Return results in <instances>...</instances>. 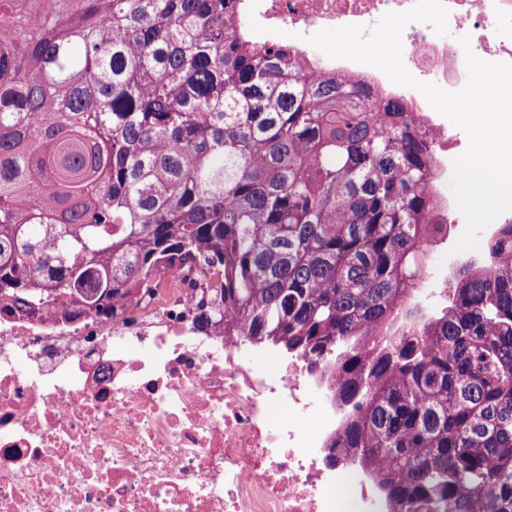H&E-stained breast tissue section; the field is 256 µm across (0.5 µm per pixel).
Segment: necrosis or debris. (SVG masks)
<instances>
[{
    "label": "necrosis or debris",
    "instance_id": "4bbe7bcc",
    "mask_svg": "<svg viewBox=\"0 0 512 512\" xmlns=\"http://www.w3.org/2000/svg\"><path fill=\"white\" fill-rule=\"evenodd\" d=\"M416 0H238L269 43L291 30L312 67L405 98L431 134L436 219L456 223L448 161L468 147L418 90L381 70L317 51L310 36L382 17ZM448 34L413 21L402 61L417 80L456 92L466 52L512 63V0H444ZM469 36V47L460 37ZM199 289L163 267L150 292L112 319L0 314V512H387L370 476L332 436L346 413L319 359L199 330Z\"/></svg>",
    "mask_w": 512,
    "mask_h": 512
}]
</instances>
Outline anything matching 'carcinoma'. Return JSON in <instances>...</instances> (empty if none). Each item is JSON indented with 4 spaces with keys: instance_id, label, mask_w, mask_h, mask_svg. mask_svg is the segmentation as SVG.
<instances>
[{
    "instance_id": "obj_1",
    "label": "carcinoma",
    "mask_w": 512,
    "mask_h": 512,
    "mask_svg": "<svg viewBox=\"0 0 512 512\" xmlns=\"http://www.w3.org/2000/svg\"><path fill=\"white\" fill-rule=\"evenodd\" d=\"M235 9L0 0V302L108 319L166 264L220 269L200 329L340 351L332 447L389 512H512V226L430 310L448 225L416 113Z\"/></svg>"
}]
</instances>
